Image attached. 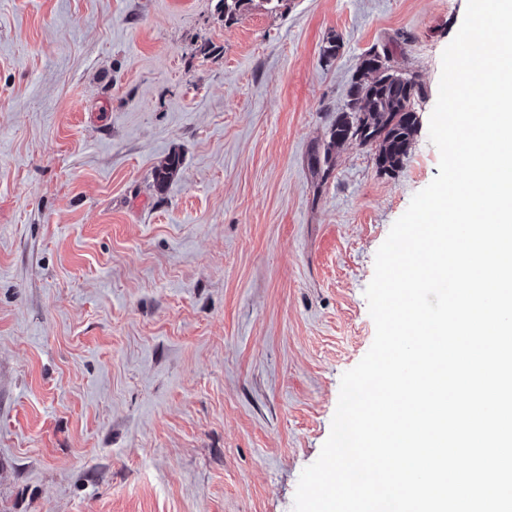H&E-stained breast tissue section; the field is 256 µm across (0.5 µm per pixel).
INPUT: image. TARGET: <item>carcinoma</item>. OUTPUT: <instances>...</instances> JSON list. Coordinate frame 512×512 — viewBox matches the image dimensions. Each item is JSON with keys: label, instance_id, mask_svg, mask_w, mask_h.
<instances>
[{"label": "carcinoma", "instance_id": "1", "mask_svg": "<svg viewBox=\"0 0 512 512\" xmlns=\"http://www.w3.org/2000/svg\"><path fill=\"white\" fill-rule=\"evenodd\" d=\"M252 2L215 0L214 11L223 22L230 23ZM390 61L387 47L364 56L359 75L350 87L349 100L329 127L326 148L322 152L316 149L310 156L314 169L328 173L332 148L348 141L374 150L376 163L384 171L403 166L419 128L412 102L421 95L422 86L414 76L395 72ZM181 166L180 154L168 155L154 170L156 186L163 188Z\"/></svg>", "mask_w": 512, "mask_h": 512}]
</instances>
